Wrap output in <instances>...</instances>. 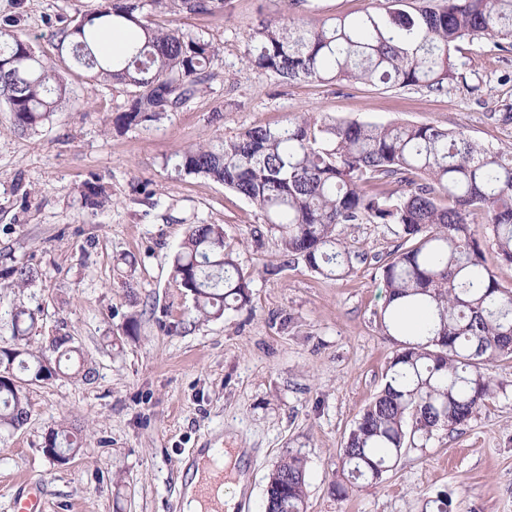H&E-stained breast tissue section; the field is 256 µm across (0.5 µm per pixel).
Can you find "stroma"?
<instances>
[{"mask_svg": "<svg viewBox=\"0 0 512 512\" xmlns=\"http://www.w3.org/2000/svg\"><path fill=\"white\" fill-rule=\"evenodd\" d=\"M387 5L309 0L303 19ZM99 6L0 0V21L16 18L54 63L57 28ZM280 8V0H231L222 15L144 10L147 21L203 35L219 50L209 87L160 121L116 126L127 88L74 73L70 103L37 130L13 131L0 104V270L23 263L39 272L27 288H0V336H10L11 313L25 306L37 316L32 344L72 336L94 370L87 383L66 373L27 387L28 424L0 439V512H14L27 477L42 484L44 512H182L183 467L197 448L243 449L249 512H264L267 478L288 453L305 461V512H425L440 493L448 512H512V354L489 364L499 387L467 422L404 448L382 482L356 487L342 471L339 452L397 350L381 325L380 267L402 242L399 226L338 225L348 247L367 256L346 277L300 260L272 275L279 246L259 213L180 168L187 146L304 113L461 129L512 150V50L489 36L459 42L438 92L285 82L244 62L259 15ZM92 179L105 188L104 207L81 200ZM192 224L223 226L226 249L252 278L246 309L197 319L192 295L173 278ZM63 423L80 429L82 447L59 464L41 448Z\"/></svg>", "mask_w": 512, "mask_h": 512, "instance_id": "1", "label": "stroma"}]
</instances>
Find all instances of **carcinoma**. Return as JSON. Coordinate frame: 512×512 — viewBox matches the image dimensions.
Listing matches in <instances>:
<instances>
[{"label": "carcinoma", "instance_id": "obj_1", "mask_svg": "<svg viewBox=\"0 0 512 512\" xmlns=\"http://www.w3.org/2000/svg\"><path fill=\"white\" fill-rule=\"evenodd\" d=\"M155 13L224 14L229 0H148ZM308 0H284L276 15L257 22L245 55L253 69L283 81L364 83L443 89L451 50L482 35L512 47V0H431L407 11H367L357 18H300ZM140 0H102L94 12L55 34L57 48L89 76L131 88L115 122L130 127L161 120L207 88L217 48L201 36L143 21ZM108 29L129 32L133 46L111 55L99 49ZM59 67L44 61L19 29L0 31V100L13 129L34 130L70 101ZM181 167L221 183L243 197L278 237L283 261L300 258L314 272L343 277L365 255L351 251L336 233L340 224H396L404 243L382 265L388 300L428 308L432 321L407 330L397 313L383 312L389 336H400L385 383L366 407L344 448L343 467L353 483H377L408 440L429 438L468 421L497 388L486 363L512 353V289L483 263L478 227L469 214L489 216L499 258L512 263V150L491 149L464 131L434 125L336 122L299 115L277 127L255 125L238 135L184 149ZM372 179L402 187L400 193L366 192ZM84 204L107 201L96 181L80 190ZM5 288H23L37 270L7 269ZM173 277L191 293L197 318L220 317L250 302V276L225 249L218 224L188 228L173 260ZM35 313L20 305L8 342L0 345V433L28 421L25 386L61 372V359L82 360L72 337L27 341ZM49 446L68 456L81 448L67 426L48 435ZM265 512H304L305 463L286 455L268 476Z\"/></svg>", "mask_w": 512, "mask_h": 512}]
</instances>
